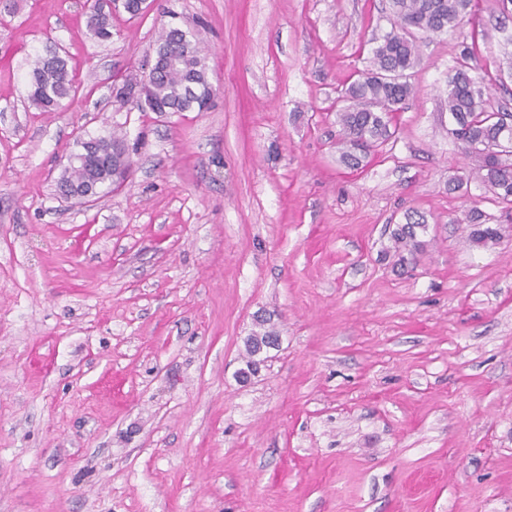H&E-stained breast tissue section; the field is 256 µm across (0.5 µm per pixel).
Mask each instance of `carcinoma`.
Listing matches in <instances>:
<instances>
[{
	"label": "carcinoma",
	"instance_id": "1",
	"mask_svg": "<svg viewBox=\"0 0 512 512\" xmlns=\"http://www.w3.org/2000/svg\"><path fill=\"white\" fill-rule=\"evenodd\" d=\"M114 0H95L87 20L91 38L98 42L112 39ZM393 23L370 49L367 65L357 78L347 83L336 102V124L339 134L336 149L345 167L358 170L365 160L393 135V113L400 111L413 92L410 77L420 58L421 35H439L457 29L463 22L478 23L474 0H389ZM155 57L164 65L151 71L145 82L128 80L135 90L132 96H118L122 106L134 103L143 111L200 112L215 95L209 80L208 53L200 46L197 35L178 26L162 28ZM473 49L463 47L461 57L448 75V112L453 120L451 134L466 151L479 156L482 164L474 179L488 187L500 202L512 205V112L494 105L486 95L488 87L473 75ZM76 94L73 72L67 60L54 54L36 61L31 73L29 99L42 112H54L61 102ZM498 147L495 154H484L487 146ZM133 160L122 134L82 142L76 160L68 164L57 187L67 188L75 199L104 185H112V175L127 179ZM468 240L476 246L496 243L501 230L485 224L477 209L468 215ZM427 216L409 211L405 223L396 224L390 239L395 266L405 268L414 263L426 247ZM261 331L245 340L243 377L254 376L263 349L279 345V333L270 319L257 320Z\"/></svg>",
	"mask_w": 512,
	"mask_h": 512
}]
</instances>
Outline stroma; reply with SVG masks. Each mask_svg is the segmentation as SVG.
I'll use <instances>...</instances> for the list:
<instances>
[{
    "label": "stroma",
    "mask_w": 512,
    "mask_h": 512,
    "mask_svg": "<svg viewBox=\"0 0 512 512\" xmlns=\"http://www.w3.org/2000/svg\"><path fill=\"white\" fill-rule=\"evenodd\" d=\"M478 18L423 43L395 136L351 170L333 101L387 0H149L104 43L75 0H0V512H512V209L448 114L466 45L512 112V11ZM169 24L209 50L210 108L119 106ZM50 49L79 89L45 114ZM114 130L128 179L60 197ZM473 208L497 244L468 241ZM411 210L429 244L400 272ZM260 314L281 343L242 383ZM429 230L427 216L419 211H409L405 215L404 224H395L390 233L394 257V265L404 269L414 263L426 247L423 238Z\"/></svg>",
    "instance_id": "35a3bbf8"
}]
</instances>
